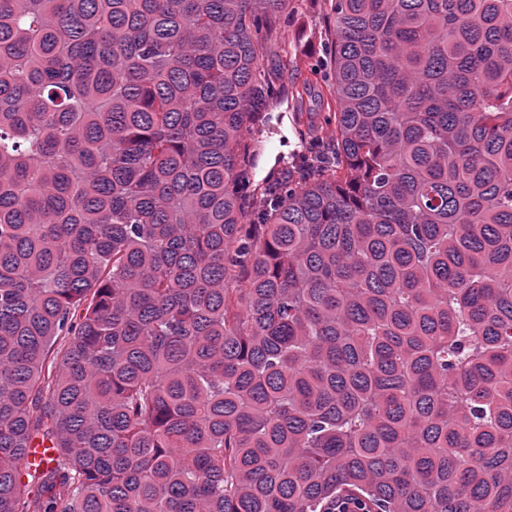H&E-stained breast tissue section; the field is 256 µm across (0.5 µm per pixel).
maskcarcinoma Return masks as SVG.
<instances>
[{
  "label": "carcinoma",
  "instance_id": "1",
  "mask_svg": "<svg viewBox=\"0 0 512 512\" xmlns=\"http://www.w3.org/2000/svg\"><path fill=\"white\" fill-rule=\"evenodd\" d=\"M331 7L251 210L288 0H0V512H512V0ZM331 16L329 0H294L271 36L264 67L275 88L282 90V97L273 101L266 125L250 141L256 161L255 182L261 183L253 198L257 205L267 182L283 178L299 155L314 158L321 151L304 133L316 134L327 112H323L315 92L296 101L288 95V88L312 72L323 87L330 80ZM278 158L285 160L278 164ZM326 512H372V508L366 502L356 496L344 495L336 497L327 504Z\"/></svg>",
  "mask_w": 512,
  "mask_h": 512
}]
</instances>
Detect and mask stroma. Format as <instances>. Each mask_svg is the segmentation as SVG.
Returning <instances> with one entry per match:
<instances>
[{"label": "stroma", "mask_w": 512, "mask_h": 512, "mask_svg": "<svg viewBox=\"0 0 512 512\" xmlns=\"http://www.w3.org/2000/svg\"><path fill=\"white\" fill-rule=\"evenodd\" d=\"M330 20L329 0H292L270 39L264 67L283 95L273 102L266 125L251 140L258 183L283 178L287 161L308 153L310 135L316 134L325 120L316 94L296 101L287 90L310 74L321 84L330 80Z\"/></svg>", "instance_id": "obj_1"}]
</instances>
